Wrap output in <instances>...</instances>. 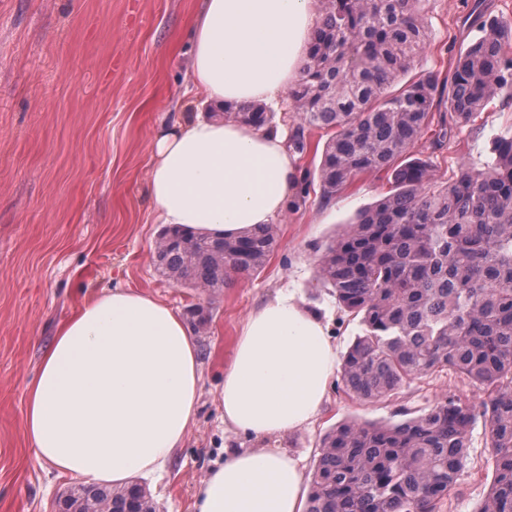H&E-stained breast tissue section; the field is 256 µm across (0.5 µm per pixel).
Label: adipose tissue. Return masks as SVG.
Segmentation results:
<instances>
[{
  "mask_svg": "<svg viewBox=\"0 0 512 512\" xmlns=\"http://www.w3.org/2000/svg\"><path fill=\"white\" fill-rule=\"evenodd\" d=\"M319 19L316 0H201L190 100L156 129L145 197L161 223L230 237L284 213L298 166L278 130L221 121L227 106L280 107ZM336 367L323 319L291 293L254 308L224 368V423L258 440L228 448L195 512H303L299 459L268 440L310 425ZM199 348L154 296L105 288L62 322L30 384L22 429L38 463L94 485L159 474L194 422Z\"/></svg>",
  "mask_w": 512,
  "mask_h": 512,
  "instance_id": "1",
  "label": "adipose tissue"
}]
</instances>
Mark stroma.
Returning <instances> with one entry per match:
<instances>
[{
	"mask_svg": "<svg viewBox=\"0 0 512 512\" xmlns=\"http://www.w3.org/2000/svg\"><path fill=\"white\" fill-rule=\"evenodd\" d=\"M198 0H0V512H59L75 480L39 465L21 420L26 394L57 326L91 292L134 288L207 324L195 334L201 382L194 423L155 489L156 512H194L208 470L228 448L255 447L229 431L220 392L234 336L250 311L286 289L330 326L338 352L359 332L316 280V249L357 212L392 193L386 174L358 177L322 198L317 169L327 139L312 130L299 155L305 190L275 221L277 245L263 269L215 293L163 277L153 259L162 230L144 196L150 135L181 111L190 84L188 34ZM429 44L424 69L451 75L481 14L512 19V0H424ZM512 134V96L495 97L455 141L415 143L434 177L451 180L461 163L482 168L494 136ZM480 405L483 391L453 371L413 382L385 402L362 403L330 384L315 422L278 443L312 474L324 433L346 419L400 421L450 395ZM483 417L470 433L468 461L449 512H476L492 468Z\"/></svg>",
	"mask_w": 512,
	"mask_h": 512,
	"instance_id": "obj_1",
	"label": "stroma"
}]
</instances>
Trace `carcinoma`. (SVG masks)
Here are the masks:
<instances>
[{"instance_id":"cac0c4a2","label":"carcinoma","mask_w":512,"mask_h":512,"mask_svg":"<svg viewBox=\"0 0 512 512\" xmlns=\"http://www.w3.org/2000/svg\"><path fill=\"white\" fill-rule=\"evenodd\" d=\"M320 2L290 91L300 122L288 147L303 154L310 129L326 132V199L362 174L384 172L395 187L316 257L317 281L360 325L340 365L342 390L386 401L448 369L483 390L493 479L478 512H512V135L494 137L484 168L463 164L444 184L411 154L427 133L443 149L512 90V22L479 17L478 36L441 80L416 70L429 41L424 0ZM222 117L257 129L271 121L259 105ZM275 245L272 224L220 239L166 227L156 262L173 282L216 292L258 274ZM402 415L327 431L304 512H441L468 456L474 411L451 395ZM90 493L106 512L146 505L137 485Z\"/></svg>"}]
</instances>
